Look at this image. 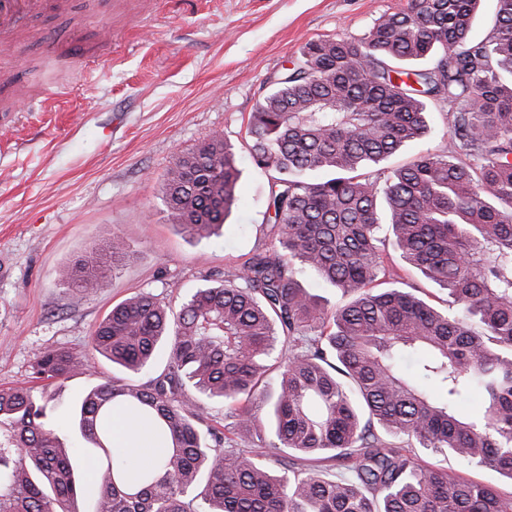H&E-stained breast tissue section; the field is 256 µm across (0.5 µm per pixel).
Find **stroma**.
Returning a JSON list of instances; mask_svg holds the SVG:
<instances>
[{
    "instance_id": "35a3bbf8",
    "label": "stroma",
    "mask_w": 512,
    "mask_h": 512,
    "mask_svg": "<svg viewBox=\"0 0 512 512\" xmlns=\"http://www.w3.org/2000/svg\"><path fill=\"white\" fill-rule=\"evenodd\" d=\"M137 3L68 0L24 20L15 48L0 51V74L54 98L48 109L0 99V389L29 384L47 348L84 352L131 294L180 301L269 246V177L247 150L251 112L308 42L361 38L406 0H155L148 18ZM216 133L236 149L238 201L219 234L196 239L170 222L163 182L176 154ZM451 137L446 113L432 112L429 134L386 165L446 151ZM116 234L134 260L74 301L59 269ZM117 373L100 358L57 391L69 440L76 401Z\"/></svg>"
}]
</instances>
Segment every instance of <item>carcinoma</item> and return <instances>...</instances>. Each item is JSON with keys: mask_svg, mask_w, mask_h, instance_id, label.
Here are the masks:
<instances>
[{"mask_svg": "<svg viewBox=\"0 0 512 512\" xmlns=\"http://www.w3.org/2000/svg\"><path fill=\"white\" fill-rule=\"evenodd\" d=\"M478 2L410 0L360 39L304 47L249 117L250 158L270 176V246L177 311L149 292L125 299L87 352L36 357L41 388L1 390L0 512H73L89 459L94 512H512V492L416 453L512 481V0H496L483 37ZM433 105L452 117L448 151L365 175L427 134ZM239 175L221 134L177 154L163 184L170 221L218 234ZM383 230L452 307L399 286ZM133 258L114 236L58 277L81 301ZM161 351L162 372L138 382ZM99 356L125 376L87 391L74 426L88 448L68 447L49 387ZM206 400L224 402L232 426H203ZM114 410L153 431V462L135 468L112 447ZM314 460L344 476L305 467ZM431 463L440 464L448 468V474L455 477L470 478L477 481L498 485L504 492H510L512 487L509 480L498 473L484 467H477L464 459L452 455H434L426 458Z\"/></svg>", "mask_w": 512, "mask_h": 512, "instance_id": "obj_1", "label": "carcinoma"}]
</instances>
